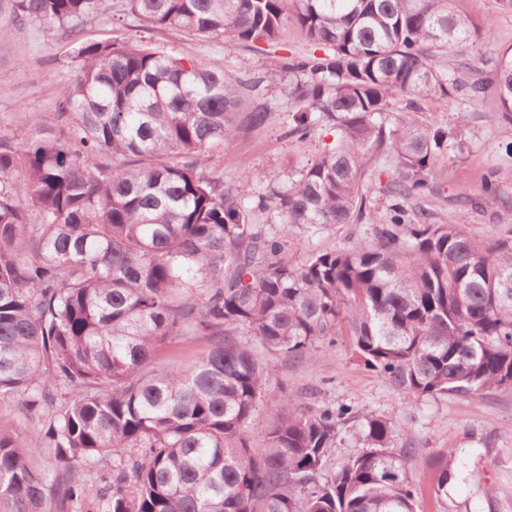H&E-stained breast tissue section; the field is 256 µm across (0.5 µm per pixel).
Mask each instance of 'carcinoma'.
I'll list each match as a JSON object with an SVG mask.
<instances>
[{
	"mask_svg": "<svg viewBox=\"0 0 512 512\" xmlns=\"http://www.w3.org/2000/svg\"><path fill=\"white\" fill-rule=\"evenodd\" d=\"M449 0H122L147 27L229 37L249 47L291 27L311 47L238 76L145 41L81 45L79 75L55 117L19 148L0 135V401L34 422L26 443L0 425V512H417L414 449L391 420L363 418L367 449L323 469L348 406L267 400L271 368L333 347L347 326L365 366L393 390L427 397L512 389V224L489 239L423 224L408 198L434 192L439 164L469 148L461 125L427 123L428 102L495 100L512 125V48L494 77L463 85L454 48L479 25ZM21 21L76 31L113 0H12ZM288 79L290 134L333 139L288 181L254 195L210 167L242 128L268 121L261 86ZM73 120L68 137L51 120ZM507 167L483 176L471 209L500 200ZM396 177L379 202L370 169ZM383 217H378V211ZM278 219L280 234L265 224ZM370 225V237L282 258L295 226ZM253 337L246 345L239 336ZM170 336L209 338L196 360L152 366ZM266 408L264 447L250 423ZM53 449L56 468L38 458ZM140 454L125 457L123 450ZM453 451L428 459L438 502ZM112 467L92 488L65 473Z\"/></svg>",
	"mask_w": 512,
	"mask_h": 512,
	"instance_id": "1",
	"label": "carcinoma"
}]
</instances>
